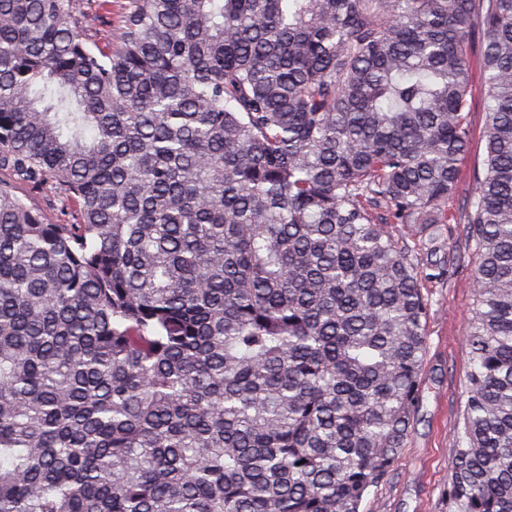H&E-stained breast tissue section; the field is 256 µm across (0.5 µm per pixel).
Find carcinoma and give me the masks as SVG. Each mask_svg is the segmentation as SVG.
I'll return each instance as SVG.
<instances>
[{
	"instance_id": "carcinoma-1",
	"label": "carcinoma",
	"mask_w": 512,
	"mask_h": 512,
	"mask_svg": "<svg viewBox=\"0 0 512 512\" xmlns=\"http://www.w3.org/2000/svg\"><path fill=\"white\" fill-rule=\"evenodd\" d=\"M0 0V512H360L470 146L445 512H512V0ZM55 183L52 224L15 184ZM430 225L426 258L401 229ZM469 60L472 69L473 81L471 97H468L469 101H471V112L469 114L471 144L469 153L463 164L464 175L462 181L457 189L455 197L449 203L450 208L457 216L458 220L461 216L462 208L466 199L472 194L475 188L472 179L469 178V171L472 170L477 156L482 155L485 146L486 119L481 104L482 89L479 71L476 64V56L471 55Z\"/></svg>"
}]
</instances>
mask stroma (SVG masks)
I'll return each instance as SVG.
<instances>
[{"mask_svg":"<svg viewBox=\"0 0 512 512\" xmlns=\"http://www.w3.org/2000/svg\"><path fill=\"white\" fill-rule=\"evenodd\" d=\"M23 201L56 224L76 223L80 215L50 187L18 185ZM469 274L450 283L426 284L431 305L422 396L414 425L400 457L386 479L372 489L363 512H443L453 454V436L465 402L470 350L464 340L471 303Z\"/></svg>","mask_w":512,"mask_h":512,"instance_id":"1","label":"stroma"}]
</instances>
